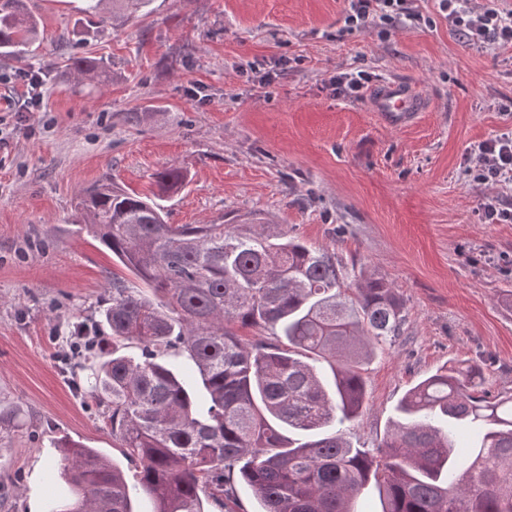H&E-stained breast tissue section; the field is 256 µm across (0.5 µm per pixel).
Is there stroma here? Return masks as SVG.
<instances>
[{
	"mask_svg": "<svg viewBox=\"0 0 512 512\" xmlns=\"http://www.w3.org/2000/svg\"><path fill=\"white\" fill-rule=\"evenodd\" d=\"M28 6L39 46L0 57V410L13 415L0 426V512H46L64 493L60 439L128 465L103 405L76 391L69 343L128 275L73 222L75 195L105 179L157 195L172 224L262 213L398 288L404 334L362 366L367 408L344 432L354 447H377L403 394L449 360L512 392V223H482L486 189L469 174L471 147L512 131V43L467 45L437 0L418 2L426 24L387 38L344 32L345 0H152L102 28L83 0ZM84 57L108 82L74 71ZM350 69L410 82L424 112L392 127L370 98L335 96L332 77ZM23 70L43 78L35 112ZM170 167L184 182L164 192L155 175Z\"/></svg>",
	"mask_w": 512,
	"mask_h": 512,
	"instance_id": "obj_1",
	"label": "stroma"
}]
</instances>
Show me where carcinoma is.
<instances>
[{
    "label": "carcinoma",
    "instance_id": "cac0c4a2",
    "mask_svg": "<svg viewBox=\"0 0 512 512\" xmlns=\"http://www.w3.org/2000/svg\"><path fill=\"white\" fill-rule=\"evenodd\" d=\"M85 2L93 17L112 4L115 23L151 0ZM35 30L25 0H0V54L26 53ZM72 66L105 73L91 58ZM156 178L165 191L184 181L173 167ZM74 210L135 279L112 278V302L71 331L112 341L79 368L134 474L60 440L69 497L51 512H235L238 480L260 512H357L370 484L382 512H512V395L492 394L478 364L408 389L377 447L344 438L366 407L361 366L405 324L398 290L367 266L253 215L170 224L107 180Z\"/></svg>",
    "mask_w": 512,
    "mask_h": 512
}]
</instances>
